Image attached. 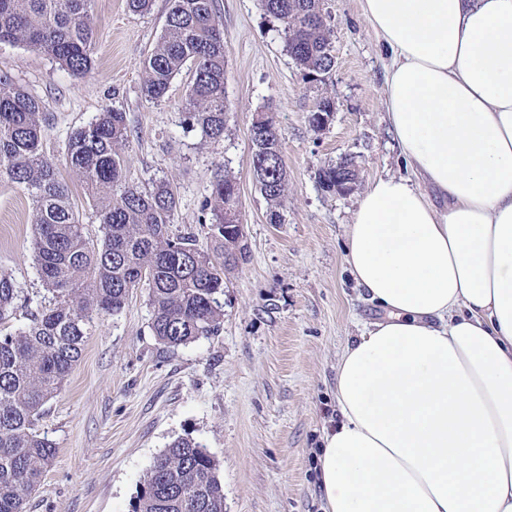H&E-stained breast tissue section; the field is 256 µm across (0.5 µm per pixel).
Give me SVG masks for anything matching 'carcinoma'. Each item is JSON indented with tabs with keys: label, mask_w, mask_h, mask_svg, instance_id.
Segmentation results:
<instances>
[{
	"label": "carcinoma",
	"mask_w": 512,
	"mask_h": 512,
	"mask_svg": "<svg viewBox=\"0 0 512 512\" xmlns=\"http://www.w3.org/2000/svg\"><path fill=\"white\" fill-rule=\"evenodd\" d=\"M93 0H0V43L26 44L76 74L92 68ZM280 24L286 51L303 76L321 81L333 69L331 30L319 14L323 0H262ZM190 65L184 105L187 129L224 136L226 54L215 0H169L163 33L143 60V91L160 102L172 80ZM45 104L7 75L0 76V176L21 187L33 204V248L39 278L53 306L27 314L14 332L0 334V512H26V500L52 461L55 446L36 422L80 361L94 319L114 315L136 288L148 290L152 329L170 347L218 334L225 272L246 259L243 229L224 235L238 216L239 192L217 169L206 206L212 213L213 251L193 232H174L178 199L164 181L150 189L126 182L129 145L126 113L105 108L70 135L65 165L95 201L102 244L90 246L76 217L58 164L42 149ZM252 166L269 206L281 221L287 196L280 132L273 115L251 125ZM355 174L345 159L320 169L330 190L336 169ZM18 290L0 273V321L17 310ZM215 459L200 443L171 442L147 472L133 512H224V489Z\"/></svg>",
	"instance_id": "obj_1"
}]
</instances>
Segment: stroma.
I'll return each mask as SVG.
<instances>
[{
  "instance_id": "1",
  "label": "stroma",
  "mask_w": 512,
  "mask_h": 512,
  "mask_svg": "<svg viewBox=\"0 0 512 512\" xmlns=\"http://www.w3.org/2000/svg\"><path fill=\"white\" fill-rule=\"evenodd\" d=\"M168 0L148 13L126 0H94V67L75 76L19 43H0V74L46 105L44 151L63 159L70 134L103 108L126 112L129 184L170 182L172 222L211 246L204 203L216 166L239 189L247 258L227 273L218 335L176 348L154 336L146 289L118 314L96 319L64 390L37 423L56 446L26 512H132L155 458L178 438L203 445L219 463L224 512H321L317 451L336 423L340 350L377 309L360 295L344 262L347 228L375 178L406 175L383 107L389 56L362 15V0H324L335 66L325 81L304 80L261 0H216L227 58L222 139L186 131L183 104L192 72L183 69L163 102L143 93L142 61L162 35ZM334 101L328 125L310 122L317 99ZM273 112L288 174L280 223L251 168L249 129ZM352 159L349 192L324 189L321 168ZM59 174L93 245L95 207L68 169ZM32 205L0 177V271L15 279L21 304L54 303L38 277Z\"/></svg>"
}]
</instances>
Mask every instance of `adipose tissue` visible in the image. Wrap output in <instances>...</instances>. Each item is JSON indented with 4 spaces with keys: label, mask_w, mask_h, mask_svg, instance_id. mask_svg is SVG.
<instances>
[{
    "label": "adipose tissue",
    "mask_w": 512,
    "mask_h": 512,
    "mask_svg": "<svg viewBox=\"0 0 512 512\" xmlns=\"http://www.w3.org/2000/svg\"><path fill=\"white\" fill-rule=\"evenodd\" d=\"M413 176L361 195L344 261L381 320L336 362L323 512H512V0H363Z\"/></svg>",
    "instance_id": "1"
}]
</instances>
